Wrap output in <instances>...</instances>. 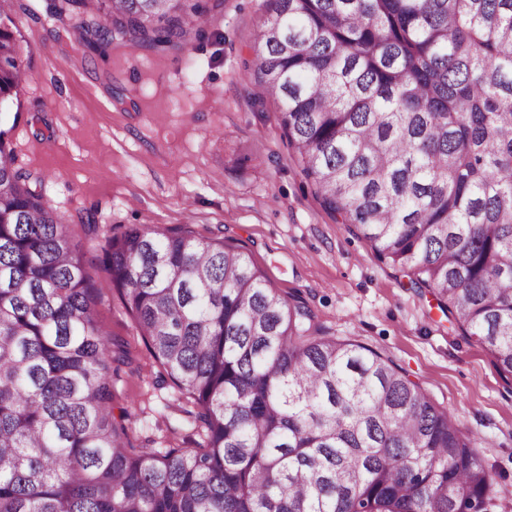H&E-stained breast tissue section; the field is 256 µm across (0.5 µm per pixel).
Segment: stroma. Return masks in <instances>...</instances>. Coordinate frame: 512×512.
<instances>
[{
    "label": "stroma",
    "mask_w": 512,
    "mask_h": 512,
    "mask_svg": "<svg viewBox=\"0 0 512 512\" xmlns=\"http://www.w3.org/2000/svg\"><path fill=\"white\" fill-rule=\"evenodd\" d=\"M48 1L10 0L28 78L11 105L18 121L7 147L23 184L70 225L90 274L104 279L106 237L124 224H188L197 237L243 246L273 288L308 303L326 335L388 357L479 435L493 478L484 512H512V380L303 176L278 101L257 97L250 36L266 0H204L209 23L193 44L163 51L119 36L89 47L67 0H52L55 18ZM95 309L127 351L112 405L131 412L134 444L193 447L187 404L162 383L119 293L101 289Z\"/></svg>",
    "instance_id": "35a3bbf8"
}]
</instances>
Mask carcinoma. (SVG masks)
Instances as JSON below:
<instances>
[{
  "label": "carcinoma",
  "mask_w": 512,
  "mask_h": 512,
  "mask_svg": "<svg viewBox=\"0 0 512 512\" xmlns=\"http://www.w3.org/2000/svg\"><path fill=\"white\" fill-rule=\"evenodd\" d=\"M0 0V512H465L473 434L392 360L322 334L249 255L129 224L103 269L201 441L137 448L123 356L70 225L21 184L3 110L26 78ZM257 86L324 206L512 378V0H267ZM78 38L186 45L202 0H68Z\"/></svg>",
  "instance_id": "carcinoma-1"
}]
</instances>
